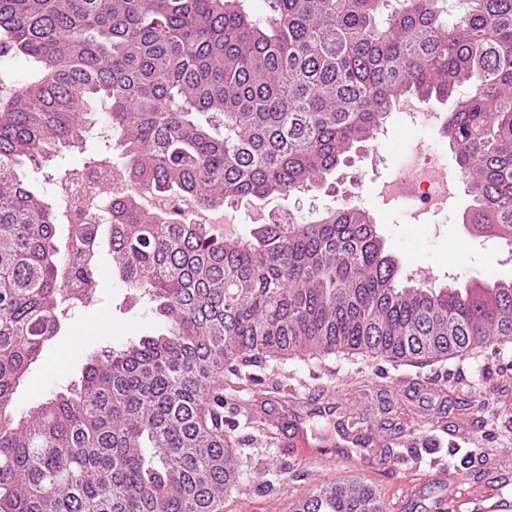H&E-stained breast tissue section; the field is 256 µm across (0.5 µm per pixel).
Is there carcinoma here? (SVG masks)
<instances>
[{"label": "carcinoma", "instance_id": "carcinoma-1", "mask_svg": "<svg viewBox=\"0 0 512 512\" xmlns=\"http://www.w3.org/2000/svg\"><path fill=\"white\" fill-rule=\"evenodd\" d=\"M0 0V56L28 82L0 102V512H221L239 489L218 375L263 361H445L512 343V281L399 284L368 212L274 219L251 237L145 210L57 243L58 212L20 168L79 148L99 122L130 181L203 208L324 184L398 99L449 104L463 221L512 252V0ZM103 100L108 111L94 104ZM163 323L88 363L16 417L14 395L69 311L95 301L99 255ZM287 512H386L357 482Z\"/></svg>", "mask_w": 512, "mask_h": 512}]
</instances>
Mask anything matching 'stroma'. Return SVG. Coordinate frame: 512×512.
<instances>
[{
  "instance_id": "obj_1",
  "label": "stroma",
  "mask_w": 512,
  "mask_h": 512,
  "mask_svg": "<svg viewBox=\"0 0 512 512\" xmlns=\"http://www.w3.org/2000/svg\"><path fill=\"white\" fill-rule=\"evenodd\" d=\"M103 142L99 129H92L82 149L61 151L40 167H24L23 179L39 197L54 200L65 173L89 165ZM416 144L441 165L454 166L442 127L424 130L395 115L373 146L352 155L350 167L337 175V187L300 195L289 211L309 220L354 192L360 194V208L373 217L386 251L399 260L403 273L419 274L435 288L451 282L461 288L475 275L489 281L512 280V253L495 241L473 238L462 214H439L430 223L416 224L405 204L386 206L368 194L371 183L392 177ZM159 327L148 297L132 296L118 276L104 270L97 302L73 311L47 343L16 390V409L25 411L52 391L77 382L90 354L122 348ZM323 391L340 392L352 412L375 417L390 405L421 423V430L404 433L397 449L403 467L367 469L361 476L386 499L399 502V512H434L444 491L428 475L448 467L471 471L478 478L492 469L501 494L512 499V346H490L473 349L463 360L423 368L339 354L267 361L242 369L239 375H225L224 413L236 423L230 435L241 464L240 488L226 498V512H281L286 500L351 477L347 466L329 468L311 456L308 469L296 478L284 484L278 478L295 461L286 448L293 432L288 400ZM472 394L483 396L486 411L459 410V403Z\"/></svg>"
}]
</instances>
